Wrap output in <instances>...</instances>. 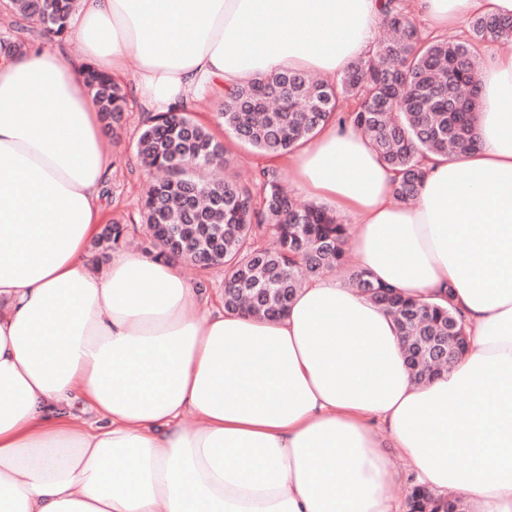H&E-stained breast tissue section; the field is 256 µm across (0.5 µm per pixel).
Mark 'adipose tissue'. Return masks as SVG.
Returning a JSON list of instances; mask_svg holds the SVG:
<instances>
[{
    "label": "adipose tissue",
    "instance_id": "ef3b65f1",
    "mask_svg": "<svg viewBox=\"0 0 512 512\" xmlns=\"http://www.w3.org/2000/svg\"><path fill=\"white\" fill-rule=\"evenodd\" d=\"M404 7L442 32L512 16V0ZM382 8L79 0L67 23L82 62L46 42L0 56V512H408L392 494L399 457L466 512H512V52L499 40L476 48L477 147L424 158L415 204L351 124L286 158L298 194L353 219L348 274L452 299L469 345L435 378L413 379L394 319L336 277L268 320L208 308L168 258L118 249L99 272L88 252L108 157L84 64L135 69L151 113L286 69L333 81L366 55Z\"/></svg>",
    "mask_w": 512,
    "mask_h": 512
}]
</instances>
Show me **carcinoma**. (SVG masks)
I'll return each mask as SVG.
<instances>
[{"label":"carcinoma","instance_id":"obj_1","mask_svg":"<svg viewBox=\"0 0 512 512\" xmlns=\"http://www.w3.org/2000/svg\"><path fill=\"white\" fill-rule=\"evenodd\" d=\"M75 5L76 0H13L18 21L14 41L4 44L5 53L23 43L30 19L47 36L65 37ZM384 22L398 36L370 48L334 84L286 70L238 86L224 97L219 112L224 127L238 142L282 156L320 126L350 121L395 169L396 197L404 202L415 199L425 178L418 156L475 149L474 47L489 38L512 42V17H473L469 39L463 42L420 38L397 0H386ZM462 44L469 54L461 59ZM85 79L103 121L119 126L127 102L124 89L91 65L86 66ZM347 99L355 100L356 108L343 113L341 102ZM136 154L160 173L142 201L158 254L180 256L203 267H226L230 276L224 282L225 308L279 318L305 282L343 263L346 225L320 206L292 201L277 170L261 172L258 205L249 186L232 179H206L204 172L211 165L228 162L226 149L188 113L148 116ZM264 225L278 239L274 251L254 246V228ZM126 235V225L114 221L94 240V247L104 254L121 247ZM353 280L397 322L414 375L438 364L451 366L461 352L446 342L449 323L455 319L451 309L406 298L363 273ZM407 502L409 512H463L453 497L439 505L414 481Z\"/></svg>","mask_w":512,"mask_h":512}]
</instances>
